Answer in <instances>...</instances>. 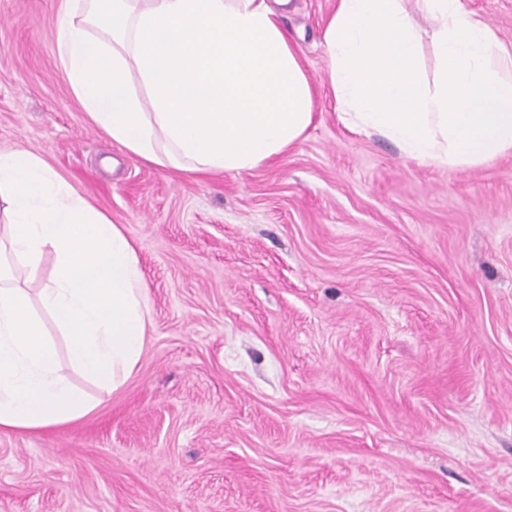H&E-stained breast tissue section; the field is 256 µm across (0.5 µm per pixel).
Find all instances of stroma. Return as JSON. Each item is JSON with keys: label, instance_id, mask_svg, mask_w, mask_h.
Listing matches in <instances>:
<instances>
[{"label": "stroma", "instance_id": "obj_1", "mask_svg": "<svg viewBox=\"0 0 512 512\" xmlns=\"http://www.w3.org/2000/svg\"><path fill=\"white\" fill-rule=\"evenodd\" d=\"M61 0H0V150L24 149L132 238L152 312L116 390L0 430V512H512V155L450 170L339 119L322 33L282 25L314 119L274 163L128 157L57 61Z\"/></svg>", "mask_w": 512, "mask_h": 512}]
</instances>
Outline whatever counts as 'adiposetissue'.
Segmentation results:
<instances>
[{"label": "adipose tissue", "mask_w": 512, "mask_h": 512, "mask_svg": "<svg viewBox=\"0 0 512 512\" xmlns=\"http://www.w3.org/2000/svg\"><path fill=\"white\" fill-rule=\"evenodd\" d=\"M287 2L62 0L58 61L90 122L129 156L187 173L250 171L314 118L300 49L279 20ZM322 45L351 130L454 170L512 153V50L463 0H336ZM0 215V429L56 428L92 405L63 374L40 312L65 338L67 364L116 388L146 346L147 286L125 227L29 151L0 150ZM47 252L53 274L34 296L19 281Z\"/></svg>", "instance_id": "ef3b65f1"}]
</instances>
